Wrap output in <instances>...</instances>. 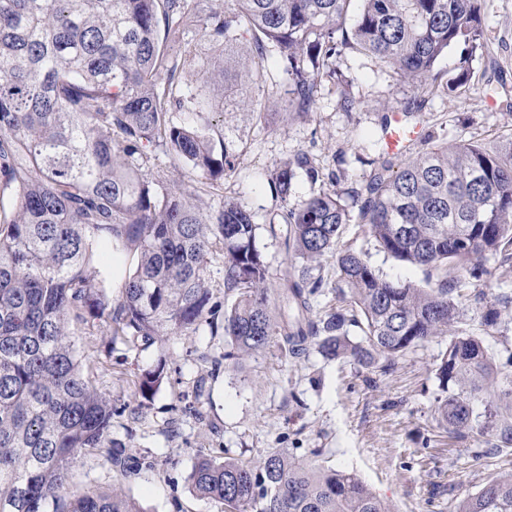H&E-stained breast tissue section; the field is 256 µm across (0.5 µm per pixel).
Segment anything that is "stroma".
<instances>
[{
    "instance_id": "1",
    "label": "stroma",
    "mask_w": 512,
    "mask_h": 512,
    "mask_svg": "<svg viewBox=\"0 0 512 512\" xmlns=\"http://www.w3.org/2000/svg\"><path fill=\"white\" fill-rule=\"evenodd\" d=\"M482 22L483 54L464 91L426 95L371 57L347 53L338 60L354 79L347 93L323 83L310 111L288 124H263L247 111L213 114L216 134L238 151L236 169L218 184H196L194 202L213 214L230 197L255 214L270 295H277L285 272L302 265L268 228L280 207L269 186L277 164L307 154L323 179L316 184L297 172L295 197L321 188L344 197L365 184L386 152L384 115L407 107L417 112L424 136L411 145L413 156L427 150L429 134L451 143L512 134L506 109L512 103V0H484ZM345 94L353 101L348 112L340 105ZM340 244L363 253L389 279L424 280L421 269L379 251L362 225H344ZM459 327L481 337L496 364L512 372V323L485 333L471 305ZM70 340L86 379L119 409L113 439L146 463L124 478L102 454L90 452L75 463L72 486L121 489L145 512H224L223 504L190 488L188 477L203 455L255 461L268 449L284 448L299 460L356 473L393 512H457L464 498L512 467L503 454L476 457L478 432L451 436L440 426L433 369L448 346L444 337L369 367L325 358L314 348L297 361L276 336L263 350L228 360L223 331L204 321L149 345L112 335L102 321L92 329L75 321ZM159 366L161 387L141 399L138 374Z\"/></svg>"
}]
</instances>
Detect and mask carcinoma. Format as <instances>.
I'll use <instances>...</instances> for the list:
<instances>
[{"instance_id": "carcinoma-1", "label": "carcinoma", "mask_w": 512, "mask_h": 512, "mask_svg": "<svg viewBox=\"0 0 512 512\" xmlns=\"http://www.w3.org/2000/svg\"><path fill=\"white\" fill-rule=\"evenodd\" d=\"M482 0H232L229 12L200 15L194 0H0V512H145L112 492H78L71 470L87 451L105 448L121 474L141 459L112 439V398L85 379L69 341L73 320H103L114 336L146 343L178 335L223 314L230 350L250 355L272 336L295 356L314 346L327 358L361 364L395 358L440 336L448 347L434 368L443 397L439 420L461 435L512 443V375H502L481 338L457 329L465 280L512 271V136L435 141L425 152L384 158L351 208L329 189L293 199L295 170H319L301 153L274 170L284 204V244L304 262L336 254V290L351 309L315 322L310 297L321 288L303 267L285 278L271 314L268 268L255 245V215L232 199L215 214L191 202L194 183L235 171L236 154L214 136L213 112L271 113L251 95L283 82L281 123L315 104L321 79L346 83L336 61L367 55L429 93L453 92L472 78L483 48ZM199 27L215 48L199 61L171 34ZM467 46L460 72L436 69L456 43ZM281 62L279 72L268 55ZM207 84L224 74L213 101L182 78ZM179 112H192L185 122ZM161 147L188 168V183L144 179L147 151ZM363 225L390 257L421 268L426 286L396 283L351 248L336 250L341 227ZM138 257L117 297L95 246ZM224 254L226 304L213 300L208 256ZM481 325L512 320V297L474 295ZM360 328L363 340L349 338ZM163 369L141 373L146 399ZM483 410H477L475 403ZM192 491L224 512H390L356 474L312 466L283 448L257 462L202 457ZM457 512H512V472L487 481Z\"/></svg>"}]
</instances>
